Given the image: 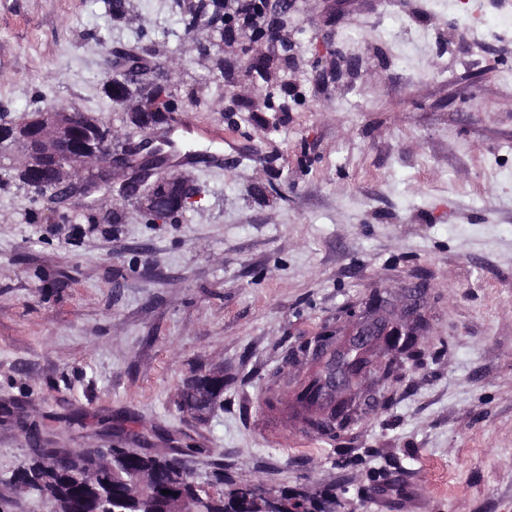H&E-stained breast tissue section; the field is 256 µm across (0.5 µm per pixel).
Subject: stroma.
Masks as SVG:
<instances>
[{
	"label": "stroma",
	"instance_id": "35a3bbf8",
	"mask_svg": "<svg viewBox=\"0 0 512 512\" xmlns=\"http://www.w3.org/2000/svg\"><path fill=\"white\" fill-rule=\"evenodd\" d=\"M279 40L205 52L187 0H0V113L104 110L105 59L144 51L224 168L173 162L194 207L61 216L0 175V512L41 444L178 453L199 481L336 512H512V0H293ZM273 92L272 108L258 105ZM429 294L426 357L350 431L287 421L293 349L377 289ZM224 375L220 406H182ZM275 394L279 412L256 404Z\"/></svg>",
	"mask_w": 512,
	"mask_h": 512
}]
</instances>
